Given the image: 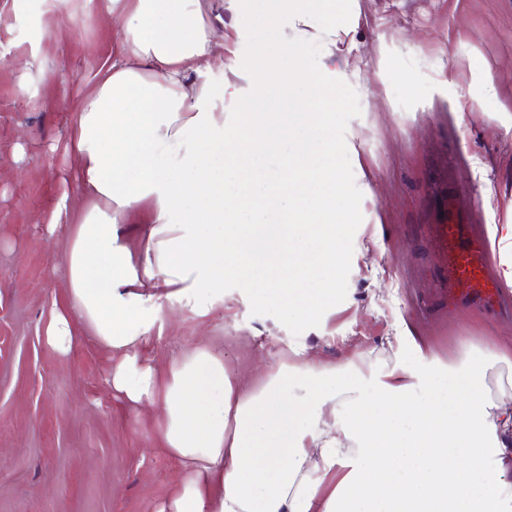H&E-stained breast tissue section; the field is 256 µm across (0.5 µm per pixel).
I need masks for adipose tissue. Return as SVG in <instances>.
<instances>
[{
    "mask_svg": "<svg viewBox=\"0 0 512 512\" xmlns=\"http://www.w3.org/2000/svg\"><path fill=\"white\" fill-rule=\"evenodd\" d=\"M268 2L41 0L49 15L104 10L116 33L70 131L86 202L48 223L70 239V305L46 339L67 351L79 317L120 353L113 389L161 403L166 448L185 468L161 512H512V406L488 409L482 393L484 368L506 351L466 348L445 373L423 363L358 375L342 404L335 368L297 337L293 363L263 366L256 388L203 346L162 376L133 353L148 330L139 308L161 311L164 288L203 317L235 279L301 324L336 296L357 209L329 127L333 88L362 77L343 48L354 0ZM259 31L270 49L240 55ZM213 68L220 86L192 81ZM140 213L150 231L136 266L115 227ZM144 280L155 294L137 293Z\"/></svg>",
    "mask_w": 512,
    "mask_h": 512,
    "instance_id": "obj_1",
    "label": "adipose tissue"
}]
</instances>
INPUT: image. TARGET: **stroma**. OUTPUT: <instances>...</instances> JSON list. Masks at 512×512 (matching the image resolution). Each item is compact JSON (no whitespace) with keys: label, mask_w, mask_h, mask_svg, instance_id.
I'll return each instance as SVG.
<instances>
[{"label":"stroma","mask_w":512,"mask_h":512,"mask_svg":"<svg viewBox=\"0 0 512 512\" xmlns=\"http://www.w3.org/2000/svg\"><path fill=\"white\" fill-rule=\"evenodd\" d=\"M355 39L384 46L411 83L340 86L336 131L350 142L339 164L359 205L343 244L336 299L308 325L288 321L233 280L206 318L176 298L139 346L164 370L192 346L221 355L228 375L290 361L304 337L318 361L351 362L370 377L397 362L457 365L465 347L512 348V322L469 308L431 310L438 272L424 231L447 196L442 162L455 156L481 226L512 218V0H359ZM104 13L44 25L38 0H0V512H158L178 490L180 461L165 448L159 407L134 404L109 382L115 357L86 327L67 352L45 340L66 305V233L48 236L55 209L83 203L69 132L77 106L112 57ZM35 53L46 77L28 78ZM494 90L470 98L476 69ZM406 326L411 341L394 340Z\"/></svg>","instance_id":"stroma-1"}]
</instances>
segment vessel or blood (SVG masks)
Listing matches in <instances>:
<instances>
[{"mask_svg": "<svg viewBox=\"0 0 512 512\" xmlns=\"http://www.w3.org/2000/svg\"><path fill=\"white\" fill-rule=\"evenodd\" d=\"M427 236L437 247L447 272L437 298L443 307L469 306L512 318V309L503 303L500 283L490 273L493 254L480 234L471 214L449 209L448 217L427 227Z\"/></svg>", "mask_w": 512, "mask_h": 512, "instance_id": "1", "label": "vessel or blood"}]
</instances>
